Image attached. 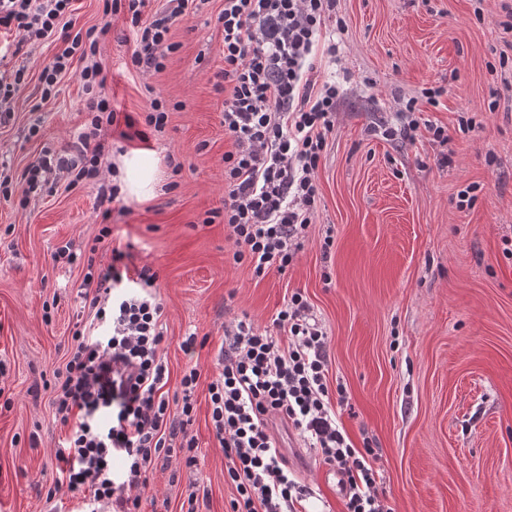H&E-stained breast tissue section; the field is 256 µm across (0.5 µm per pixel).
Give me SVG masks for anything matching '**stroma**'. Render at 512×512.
<instances>
[{
    "label": "stroma",
    "instance_id": "stroma-1",
    "mask_svg": "<svg viewBox=\"0 0 512 512\" xmlns=\"http://www.w3.org/2000/svg\"><path fill=\"white\" fill-rule=\"evenodd\" d=\"M502 0H337L344 21L337 60L320 77L346 98L318 169V212L294 265L254 278L233 264L225 237L223 0H194L175 23L161 71L131 66L123 15L104 16L102 0H77L76 28L108 26L97 60L117 111L144 118L152 100L168 112L164 131L125 139L104 132V177L127 185L111 217L112 240L96 243L101 219L91 187L52 180L27 192L24 170L45 151L84 131L82 88L63 77L43 96L40 73L57 51L46 40L16 51V33L0 30L1 64L24 72L12 116L0 124V512H71L48 500L57 476L55 448L66 433L51 400L62 368L85 270L59 259L97 247L108 265L126 248L135 267L157 271L164 307L162 347L176 390L187 361L201 371L192 432L199 462L153 469L140 512H180L189 493L200 512H230L224 454L210 419L207 385L220 367L224 324L248 316L270 326L293 291H303L329 336L330 380L352 407L337 418L356 447L376 448L395 512H512V31ZM444 86L423 118L448 130L447 143L419 129L414 140L375 134L396 125L403 100ZM472 119L460 131V117ZM494 163H487V153ZM449 165H439L440 157ZM180 171H172V163ZM475 186L471 206L459 193ZM214 223H207L209 212ZM330 251H323L325 237ZM203 340L193 358L180 344ZM299 480L313 496L309 512H341L336 478L305 450Z\"/></svg>",
    "mask_w": 512,
    "mask_h": 512
}]
</instances>
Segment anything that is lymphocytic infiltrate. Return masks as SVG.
<instances>
[{
    "mask_svg": "<svg viewBox=\"0 0 512 512\" xmlns=\"http://www.w3.org/2000/svg\"><path fill=\"white\" fill-rule=\"evenodd\" d=\"M73 0H0V27L15 28L18 47L51 39L58 50L40 74L44 94L61 75L78 72L90 123L76 142L56 156H42L24 177L29 188L66 174L70 186L97 190L101 216L110 219L120 187L100 177L106 155L104 127L162 131L167 114L152 101L144 121L117 112L103 95L106 76L96 55L106 28L74 32ZM149 0H103L107 15L124 14L135 34L130 61L146 74L160 71L174 44L171 27L190 0H166L146 15ZM336 0H224V131L232 148L224 154V227L234 263L255 277L283 272L303 250L317 212L316 174L336 124L344 90L335 80L313 76L316 56H336L323 30ZM445 87L409 98L385 138L414 139L417 103L437 104ZM127 254L113 251L97 267L87 258L78 292L88 308L77 316L67 361L56 371L55 417L71 431L57 446L55 490L77 498L75 512H138L141 488L157 466L181 459L198 464L190 432L197 368L185 370L179 396H169L170 367L161 344L163 307L158 274L145 266L130 271ZM328 336L310 315L301 291L291 293L262 330L248 318L224 328L221 370L208 385L214 437L227 461L224 479L235 489L231 512H306L310 488L288 468L277 444V425L291 427L330 470L340 474L344 512H393L374 449L355 447L336 420L335 405L348 401L344 387H331Z\"/></svg>",
    "mask_w": 512,
    "mask_h": 512,
    "instance_id": "f902f5d3",
    "label": "lymphocytic infiltrate"
}]
</instances>
